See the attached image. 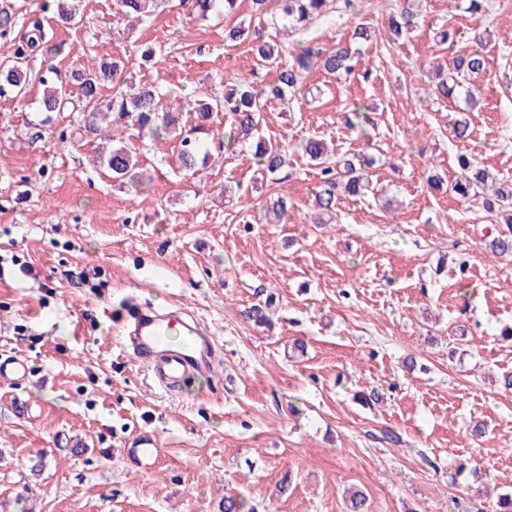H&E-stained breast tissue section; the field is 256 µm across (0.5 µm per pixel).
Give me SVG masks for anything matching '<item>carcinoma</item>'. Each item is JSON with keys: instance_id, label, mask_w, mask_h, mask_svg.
I'll use <instances>...</instances> for the list:
<instances>
[{"instance_id": "cac0c4a2", "label": "carcinoma", "mask_w": 512, "mask_h": 512, "mask_svg": "<svg viewBox=\"0 0 512 512\" xmlns=\"http://www.w3.org/2000/svg\"><path fill=\"white\" fill-rule=\"evenodd\" d=\"M166 0H116L121 13L134 25L141 23ZM335 0H252V19L240 21L225 30V40L251 45L259 63L276 69V83L258 88L248 79L224 83V94L203 99L177 100L170 90L156 84H136L127 77L129 63L122 59L104 60L94 71H62L50 64L37 73L28 69L37 55L55 58L62 54L64 43L56 42L35 20L24 30L17 29L16 15L0 8V41L12 44L11 59L0 62V98H18L28 93L30 80L43 88L39 110L44 122L52 121V114L67 106L84 112V122L71 131L75 146H82L86 135L110 134L112 149L101 157L104 174L122 182L139 184V158L145 138L172 135L177 142V157L185 174L194 176L212 157V149L233 151L238 145H247L258 165L260 179H272L288 167V145L267 140L261 130L263 101L299 99L300 86L307 74L321 70L329 75H349L359 63V51L349 46L327 50L316 43H307L292 50L288 42L266 33L264 27L280 25L294 30L303 28L323 17ZM54 5L55 14L69 25L80 23L78 4L74 0H45ZM195 17L206 20L210 15L229 17L237 14L239 0H179ZM420 22V14L411 0L392 9L388 16L387 40L398 42L410 34ZM486 68V58L479 49L466 50L455 56V76H440L435 92L452 98L455 90H462L470 99L473 89L455 80L479 77ZM112 86V94H104ZM196 114L199 124L183 131L180 120L184 113ZM222 112L229 118L221 139L207 138L209 129L203 125L214 113ZM373 123L366 112L354 109L345 116V124L358 135L367 134L366 125ZM124 133L116 138L113 132ZM297 149L309 164L319 169L320 181L314 194L315 207L326 215L336 211L338 189L351 197L365 199L375 195V188L364 168L356 167L348 159L334 157L326 143L310 137L299 141ZM460 201L468 202L481 194H489L494 201H485L487 208L498 207L509 213L507 232L499 233L485 243L493 254L512 253V184L496 186V181L482 170L473 178L462 177L452 186ZM290 219L288 198L280 195L269 202L258 215V223L286 224ZM267 305L254 304L245 311V318L257 326L268 323Z\"/></svg>"}]
</instances>
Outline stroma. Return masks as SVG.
I'll list each match as a JSON object with an SVG mask.
<instances>
[{
    "mask_svg": "<svg viewBox=\"0 0 512 512\" xmlns=\"http://www.w3.org/2000/svg\"><path fill=\"white\" fill-rule=\"evenodd\" d=\"M420 3V25L399 43L363 46L354 73H310L302 108L264 105L268 139L318 136L354 163L374 159L378 198L343 199L328 224L312 221L319 177L298 155L281 184L259 179L247 149L214 155L192 179L177 170L174 140L158 138L141 156L152 179L134 190L94 166L99 140L61 141L76 113L38 127L40 86L0 99V358L31 367L25 381L0 383V512H220L227 494L255 512H344L351 488L368 512H488L490 493L512 491V340L500 336L512 325V256L484 246L506 225L481 201L426 183L453 181L462 154L512 182V0L472 14ZM80 8L71 28L45 15L65 45L62 68L135 59L156 39L160 60L132 66L135 82L204 97L235 77L276 79L248 45L224 42L250 0L233 18L201 23L177 7L134 28L115 0ZM359 22L382 28V0L288 42L330 50ZM444 28L456 46L440 42ZM484 29L476 106L437 97L432 65ZM360 104L375 121L364 139L344 124ZM457 112L470 123L464 141L448 126ZM276 194L289 223H252ZM133 297L202 322L218 355L210 376L156 384L122 345ZM265 300L271 323L259 328L243 311ZM297 338L304 353L291 349ZM373 388L381 402L359 406L355 394ZM473 419L487 422L485 437L468 435ZM144 432L158 453L136 467L128 455ZM460 463L468 475L451 482Z\"/></svg>",
    "mask_w": 512,
    "mask_h": 512,
    "instance_id": "obj_1",
    "label": "stroma"
}]
</instances>
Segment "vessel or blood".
Segmentation results:
<instances>
[{
    "label": "vessel or blood",
    "mask_w": 512,
    "mask_h": 512,
    "mask_svg": "<svg viewBox=\"0 0 512 512\" xmlns=\"http://www.w3.org/2000/svg\"><path fill=\"white\" fill-rule=\"evenodd\" d=\"M123 336L125 350L168 388H177L184 377L208 371L215 363L213 339L193 319L151 306L133 310Z\"/></svg>",
    "instance_id": "b4317fda"
}]
</instances>
